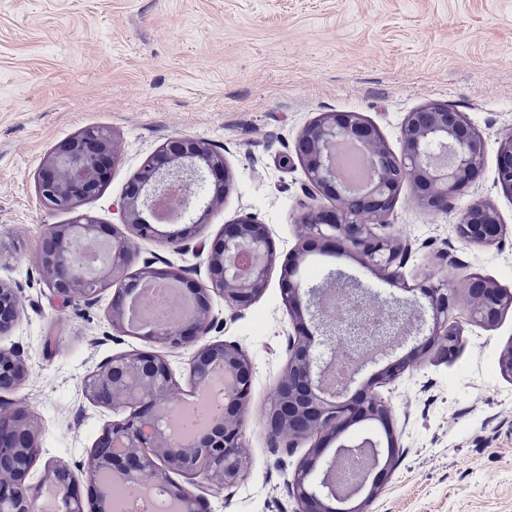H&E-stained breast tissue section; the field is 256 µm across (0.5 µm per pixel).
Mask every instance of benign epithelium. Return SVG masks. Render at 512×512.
<instances>
[{
  "label": "benign epithelium",
  "instance_id": "obj_1",
  "mask_svg": "<svg viewBox=\"0 0 512 512\" xmlns=\"http://www.w3.org/2000/svg\"><path fill=\"white\" fill-rule=\"evenodd\" d=\"M354 139L366 150L371 174L363 185L347 181L336 165V141ZM400 152L392 151L380 130L356 112H324L302 130L295 144L296 157L312 186L329 198H347L351 209L310 206L301 215V239L282 263L285 288L282 302L291 316L296 335L289 338L288 361L278 381L266 416L264 430L273 449L287 442L316 439L313 454L294 472L290 482L297 502L296 512H367L395 465L396 437L391 408L375 391L378 383L390 384L415 367L431 350L442 358L456 355L463 324L448 321L453 294L447 285H422L419 291L433 316L423 341L396 357L358 390L352 389L367 365L390 355L385 338L400 346L425 326V308L420 305L383 304L371 309L374 299L344 271L327 287L336 298L351 303L354 315L372 312L368 320L378 323V344L363 337H350L355 363L347 380L338 385L332 378L335 358L323 361L313 351L308 324L320 330L326 343L338 326L329 314L323 294L326 287L309 286L297 276L306 254L320 251L350 254L362 265L397 281L400 269L412 254V244L400 237H380L374 226L393 211L404 183L412 184L414 201L431 212H446L464 188L484 171L486 143L461 114L439 102L410 112L400 129ZM116 142L109 132L89 129L62 141L45 160L37 177L41 200L55 210L74 212L98 197L107 172L114 163ZM496 184L512 197V136L501 142L497 155ZM232 177L224 155L200 139L175 138L148 157L127 183L117 211L121 225H112V237L98 235L100 225L87 213L77 214L69 224H53L42 239L40 263L49 288L65 304L92 302L103 290L112 291V328L126 332L125 312L131 292L142 282L175 281L195 304L194 312L177 324H153L148 339L174 351L197 344L189 362V379L203 391L219 385L220 415L202 424L189 441L175 425V412L159 407L171 399L177 381L167 356L154 351H132L112 356L88 375L85 397L97 407L112 410L117 418L107 424L90 452L85 474L91 491L90 509H85L77 479L66 465L48 461L50 482L67 490L69 512H105L100 487L117 473L130 482L143 471L154 473L163 487L167 512H206L205 499L191 493L174 479L205 484L220 491L240 481L246 471L242 452L245 410L250 399L255 366L235 342H205L214 326L213 299L241 310L264 293L278 254L269 225L245 214L224 231L207 255V283L191 277V269L164 261L157 266L145 261L137 266V254L128 234L148 238L156 233L144 214L151 213L176 192H184L180 222L183 227L169 236L172 243L187 240L207 223L212 207L232 189ZM504 224L497 210L475 202L456 225L464 244L494 245L502 238ZM105 249L104 270L87 269L78 243ZM471 317L491 326L512 307V293L491 280L475 278L468 283ZM19 298L13 288L0 282V335L11 330L18 315ZM20 352L0 350V391L15 389L25 378ZM363 421L379 423L386 443L369 435L346 436L350 426ZM40 432L24 409L0 404V512H34L40 485L28 481L32 461L40 455ZM336 442L327 463H318L328 444ZM373 449L372 460L362 480L344 489L337 467L347 456Z\"/></svg>",
  "mask_w": 512,
  "mask_h": 512
}]
</instances>
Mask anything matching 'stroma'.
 I'll return each instance as SVG.
<instances>
[{"mask_svg":"<svg viewBox=\"0 0 512 512\" xmlns=\"http://www.w3.org/2000/svg\"><path fill=\"white\" fill-rule=\"evenodd\" d=\"M432 101L474 125L486 143L484 172L445 213L402 188L381 236L409 239L402 283L342 255L313 253L303 281L330 270L353 275L369 295L410 302L424 279L480 275L512 292V198L496 185L501 139L512 135V0H0V281L17 289L19 315L0 348L22 354L27 375L1 395L28 409L42 452L82 475L113 415L83 394L85 377L112 355L149 349L144 336L113 331L111 291L62 304L48 287L39 249L48 225L72 213L44 205L37 176L63 140L89 127L113 132L118 158L84 212L119 223L115 211L143 160L171 138L204 139L224 155L234 187L199 234L170 243L171 227L132 238L139 259L167 260L207 279L205 246L225 224L253 215L269 225L279 257L296 244L299 217L325 199L295 157L301 130L323 112H357L399 150L407 113ZM500 214L501 244L466 246L455 226L472 203ZM273 268L263 295L233 312L214 299L208 338L238 342L256 375L246 410V474L207 491L211 512H295L288 483L311 442L272 449L260 416L288 359L294 325ZM464 326L455 357L428 354L376 390L392 408L397 463L369 512H512V377L498 359L512 346V308L491 327L472 319L455 288Z\"/></svg>","mask_w":512,"mask_h":512,"instance_id":"obj_1","label":"stroma"}]
</instances>
